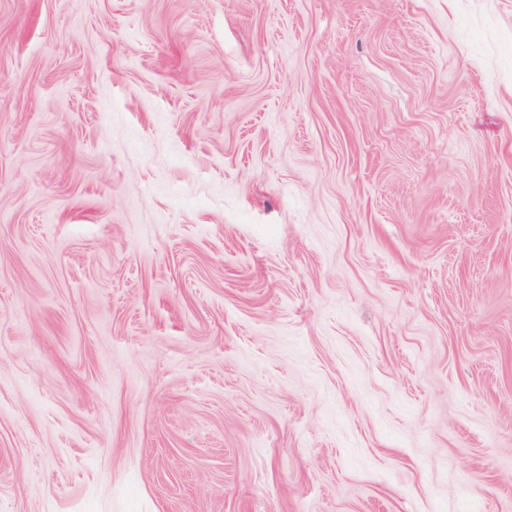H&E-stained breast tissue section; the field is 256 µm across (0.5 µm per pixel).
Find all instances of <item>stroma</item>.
<instances>
[{
    "label": "stroma",
    "instance_id": "stroma-1",
    "mask_svg": "<svg viewBox=\"0 0 512 512\" xmlns=\"http://www.w3.org/2000/svg\"><path fill=\"white\" fill-rule=\"evenodd\" d=\"M0 512H512V0H0Z\"/></svg>",
    "mask_w": 512,
    "mask_h": 512
}]
</instances>
